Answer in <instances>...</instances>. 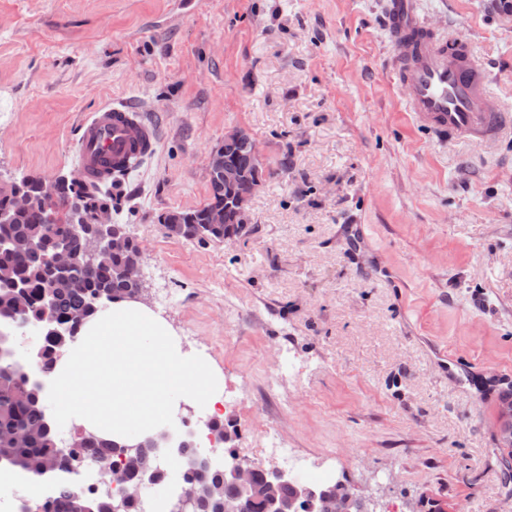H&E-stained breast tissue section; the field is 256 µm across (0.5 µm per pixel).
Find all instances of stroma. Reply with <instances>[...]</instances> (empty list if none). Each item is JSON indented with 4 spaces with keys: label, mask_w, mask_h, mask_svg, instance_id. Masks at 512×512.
I'll use <instances>...</instances> for the list:
<instances>
[{
    "label": "stroma",
    "mask_w": 512,
    "mask_h": 512,
    "mask_svg": "<svg viewBox=\"0 0 512 512\" xmlns=\"http://www.w3.org/2000/svg\"><path fill=\"white\" fill-rule=\"evenodd\" d=\"M421 3L512 113V12ZM384 4L0 0V178L76 172L84 118L138 106L160 143L112 217L142 250L150 308L222 371L241 456L265 465L267 430L305 460L301 482L333 475L381 512H512V130L446 144L414 127ZM233 129L272 172L247 230L170 236L163 217L207 203L209 154Z\"/></svg>",
    "instance_id": "1"
}]
</instances>
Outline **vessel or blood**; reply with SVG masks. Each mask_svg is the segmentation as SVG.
<instances>
[{
	"label": "vessel or blood",
	"mask_w": 512,
	"mask_h": 512,
	"mask_svg": "<svg viewBox=\"0 0 512 512\" xmlns=\"http://www.w3.org/2000/svg\"><path fill=\"white\" fill-rule=\"evenodd\" d=\"M385 17L394 49L390 69L417 127L442 142H491L512 129V116L490 104L488 69L467 46L430 30L420 0H387ZM156 141L154 127L135 108L103 106L81 126V173L94 180L117 177L152 154Z\"/></svg>",
	"instance_id": "b4317fda"
}]
</instances>
